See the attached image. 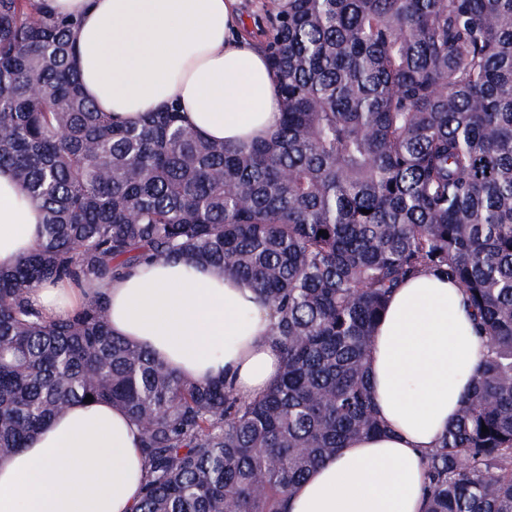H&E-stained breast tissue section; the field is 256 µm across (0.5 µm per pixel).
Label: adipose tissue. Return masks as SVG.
Returning a JSON list of instances; mask_svg holds the SVG:
<instances>
[{"instance_id":"ef3b65f1","label":"adipose tissue","mask_w":512,"mask_h":512,"mask_svg":"<svg viewBox=\"0 0 512 512\" xmlns=\"http://www.w3.org/2000/svg\"><path fill=\"white\" fill-rule=\"evenodd\" d=\"M80 17L73 65L100 111L136 124L178 103L201 138L244 145L281 120L277 79L243 34L240 0H50ZM42 215L13 171L0 168V269L38 238ZM103 293L114 335L175 373L224 379L253 399L281 371L270 314L238 278L184 258L154 260L126 277L80 288H35L50 319ZM488 349L454 284L424 271L390 296L368 353L371 392L385 425L349 441L310 471L285 512H424V456L455 420ZM144 475L138 425L106 402L72 406L0 462V512H132Z\"/></svg>"}]
</instances>
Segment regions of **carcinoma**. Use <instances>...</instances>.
<instances>
[{"label": "carcinoma", "instance_id": "1", "mask_svg": "<svg viewBox=\"0 0 512 512\" xmlns=\"http://www.w3.org/2000/svg\"><path fill=\"white\" fill-rule=\"evenodd\" d=\"M257 17L283 109L237 147L174 103L115 122L82 93L76 21L0 0V166L43 213L0 270V461L90 394L141 427L134 512H282L312 468L383 429L375 324L430 270L488 352L425 456V512H512V0H281ZM185 256L269 310L283 367L261 397L167 370L112 334L101 294L61 321L30 302Z\"/></svg>", "mask_w": 512, "mask_h": 512}]
</instances>
